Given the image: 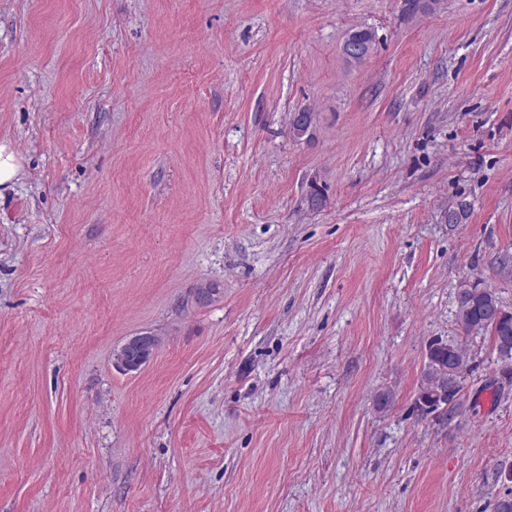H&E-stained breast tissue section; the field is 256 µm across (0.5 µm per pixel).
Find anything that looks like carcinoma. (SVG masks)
Listing matches in <instances>:
<instances>
[{
  "label": "carcinoma",
  "mask_w": 512,
  "mask_h": 512,
  "mask_svg": "<svg viewBox=\"0 0 512 512\" xmlns=\"http://www.w3.org/2000/svg\"><path fill=\"white\" fill-rule=\"evenodd\" d=\"M347 37L363 46L362 54L349 56L347 60L364 62L375 48V32L368 27H355L347 32ZM314 123L315 113L308 109L301 110L300 120L289 122L292 138L301 140L311 137ZM469 211L470 204L465 201L449 206L448 223H463ZM455 301L462 336L448 342L436 340L427 347L415 398V407L423 416L444 418L458 405L455 395L462 391L463 382L472 371V334L490 333L505 371L512 370V311L504 308L496 291L481 280L474 282L466 277L459 281Z\"/></svg>",
  "instance_id": "cac0c4a2"
}]
</instances>
